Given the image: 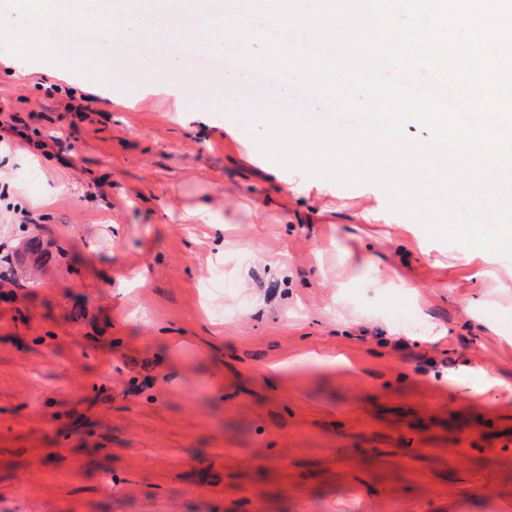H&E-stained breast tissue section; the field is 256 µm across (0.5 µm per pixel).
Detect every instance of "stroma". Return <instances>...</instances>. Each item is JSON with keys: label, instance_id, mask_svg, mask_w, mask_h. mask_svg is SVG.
I'll use <instances>...</instances> for the list:
<instances>
[{"label": "stroma", "instance_id": "1", "mask_svg": "<svg viewBox=\"0 0 512 512\" xmlns=\"http://www.w3.org/2000/svg\"><path fill=\"white\" fill-rule=\"evenodd\" d=\"M66 40L97 79L0 47V512H494L512 501V413L466 402L465 371L512 387V293L475 321L453 244L344 187L266 158L226 103L326 104L257 86L171 95L190 51L112 55ZM208 218L192 217L199 202ZM378 208L385 221L360 214ZM33 221L19 223L20 212ZM115 228H108L106 220ZM374 250L378 266L343 261ZM413 291H375L387 265ZM405 309L401 320L396 309ZM446 331L445 344L430 336ZM345 348L358 372L268 365ZM219 372L223 397L207 381Z\"/></svg>", "mask_w": 512, "mask_h": 512}]
</instances>
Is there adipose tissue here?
<instances>
[{
    "label": "adipose tissue",
    "mask_w": 512,
    "mask_h": 512,
    "mask_svg": "<svg viewBox=\"0 0 512 512\" xmlns=\"http://www.w3.org/2000/svg\"><path fill=\"white\" fill-rule=\"evenodd\" d=\"M453 265L469 272L472 280L480 281L486 267H494L500 291L512 290V224L499 225L492 238H485L481 225L474 224L455 242ZM308 365L322 372L355 370V363L342 352L310 353L285 360L271 372L273 378L285 377L288 372Z\"/></svg>",
    "instance_id": "1"
}]
</instances>
